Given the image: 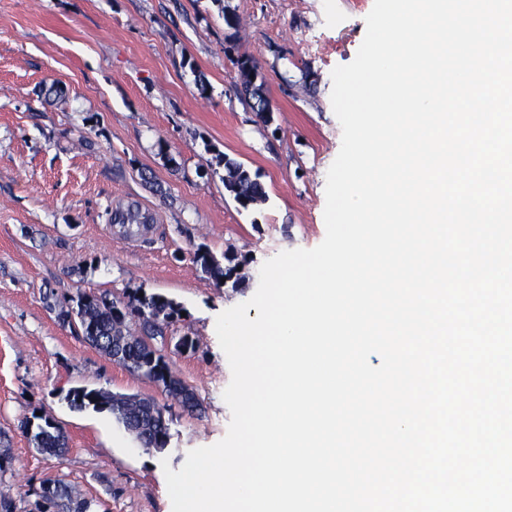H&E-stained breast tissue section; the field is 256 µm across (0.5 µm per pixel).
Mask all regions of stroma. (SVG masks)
Returning <instances> with one entry per match:
<instances>
[{
  "instance_id": "1",
  "label": "stroma",
  "mask_w": 512,
  "mask_h": 512,
  "mask_svg": "<svg viewBox=\"0 0 512 512\" xmlns=\"http://www.w3.org/2000/svg\"><path fill=\"white\" fill-rule=\"evenodd\" d=\"M374 0H0V494L36 512L61 480L93 512H171L164 467L227 433L231 370L217 316L255 293L262 264L326 233L327 171L341 146L332 70L351 63ZM240 18L224 23L225 9ZM259 67L273 120L244 103L235 56ZM208 88L199 92L197 77ZM58 84L48 103L43 89ZM227 154L260 175L266 202L225 191ZM152 174L163 193L142 179ZM135 201L156 218L148 242L115 235L105 211ZM245 260L231 289L193 262L198 245ZM159 293L185 314L162 352L203 412L173 408L171 440L146 451L107 412L71 410L69 389L168 398L62 323L46 295ZM196 348L178 349L181 337ZM53 420L68 447L34 448L24 426Z\"/></svg>"
}]
</instances>
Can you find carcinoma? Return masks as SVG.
I'll use <instances>...</instances> for the list:
<instances>
[{"mask_svg": "<svg viewBox=\"0 0 512 512\" xmlns=\"http://www.w3.org/2000/svg\"><path fill=\"white\" fill-rule=\"evenodd\" d=\"M240 86L245 102L251 111L264 122L273 121V109L264 91V83L258 80L256 63L248 58L238 59ZM224 190L247 210L267 200L260 175L252 173L243 163L223 155ZM142 209L136 205L118 204L112 208L111 224H136ZM227 263L217 260L205 247L194 253V262L202 272L219 284L239 286L236 277L238 264L235 257H225ZM183 308L174 300L157 293L128 295L126 300H111L105 295L83 292L70 299V304L61 307L59 318L64 323L79 321L86 342L112 362L131 372L139 373L162 387L167 397L184 411L194 414L200 411L199 400L187 383L177 377L161 350L155 344L165 336L166 328L181 315ZM139 321L138 330L130 328L129 320ZM71 408L96 412L107 411L115 421L131 434L142 447L151 451L164 450L170 441L173 418L169 408L156 399L142 395H118L104 388L76 387L67 396ZM32 440L45 455L59 456L67 448L64 432L46 421L36 425ZM56 497L36 503L37 512H47L53 507L56 512H89L90 502L82 498L76 489L62 481L53 482Z\"/></svg>", "mask_w": 512, "mask_h": 512, "instance_id": "cac0c4a2", "label": "carcinoma"}]
</instances>
